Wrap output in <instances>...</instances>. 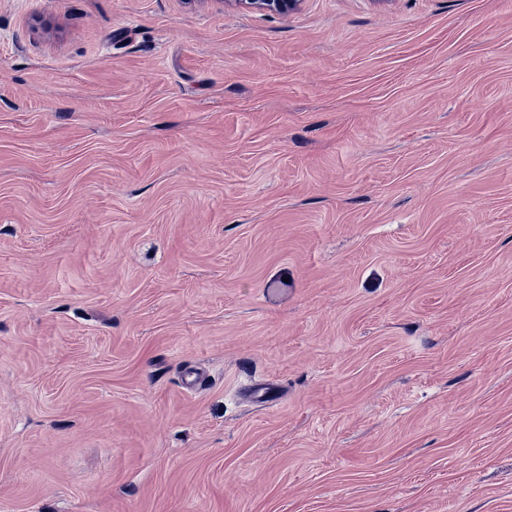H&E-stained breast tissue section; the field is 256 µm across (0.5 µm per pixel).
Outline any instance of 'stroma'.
<instances>
[{
    "label": "stroma",
    "mask_w": 512,
    "mask_h": 512,
    "mask_svg": "<svg viewBox=\"0 0 512 512\" xmlns=\"http://www.w3.org/2000/svg\"><path fill=\"white\" fill-rule=\"evenodd\" d=\"M0 512H512V0H0ZM224 2L249 11L285 16L295 11L302 0H225Z\"/></svg>",
    "instance_id": "1"
}]
</instances>
